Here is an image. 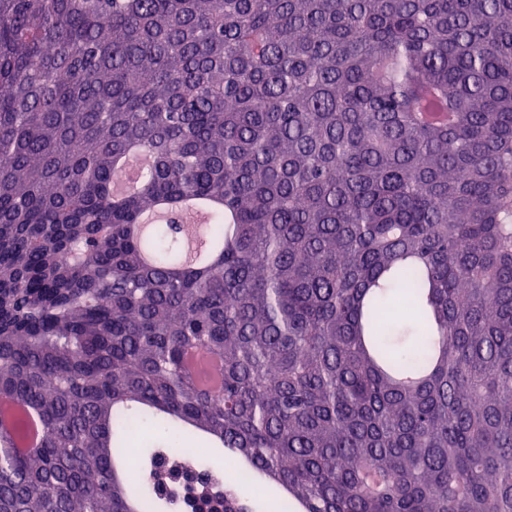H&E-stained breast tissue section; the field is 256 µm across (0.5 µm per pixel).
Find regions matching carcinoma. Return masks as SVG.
Returning <instances> with one entry per match:
<instances>
[{"label": "carcinoma", "instance_id": "carcinoma-1", "mask_svg": "<svg viewBox=\"0 0 512 512\" xmlns=\"http://www.w3.org/2000/svg\"><path fill=\"white\" fill-rule=\"evenodd\" d=\"M0 403V512H252L197 431L301 512H512V0H0ZM196 448L198 452L202 454H206L203 456V458H206L208 460L215 461L224 471V475H226V478L230 481L235 483V466L239 465V457L229 454L224 451V456H218L214 454L215 448H207L206 442L204 440H200L196 443ZM242 464V463H241Z\"/></svg>", "mask_w": 512, "mask_h": 512}]
</instances>
